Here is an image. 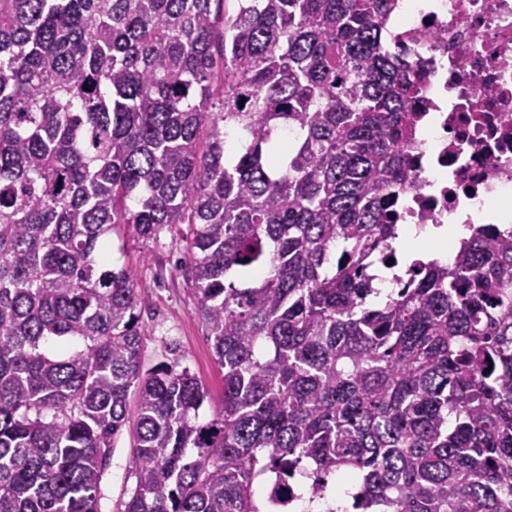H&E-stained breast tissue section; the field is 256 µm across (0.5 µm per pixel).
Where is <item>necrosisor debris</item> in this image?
<instances>
[{
	"label": "necrosis or debris",
	"instance_id": "necrosis-or-debris-1",
	"mask_svg": "<svg viewBox=\"0 0 512 512\" xmlns=\"http://www.w3.org/2000/svg\"><path fill=\"white\" fill-rule=\"evenodd\" d=\"M391 33L423 66L430 102L403 221L491 217L512 234V0H400Z\"/></svg>",
	"mask_w": 512,
	"mask_h": 512
}]
</instances>
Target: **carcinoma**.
Instances as JSON below:
<instances>
[{"label": "carcinoma", "mask_w": 512, "mask_h": 512, "mask_svg": "<svg viewBox=\"0 0 512 512\" xmlns=\"http://www.w3.org/2000/svg\"><path fill=\"white\" fill-rule=\"evenodd\" d=\"M399 0H0V512H99L137 388L123 512H270L254 478L352 480V512H512V240L397 258L421 66ZM207 137L205 151L200 140ZM127 224L188 225L224 369L144 372Z\"/></svg>", "instance_id": "cac0c4a2"}]
</instances>
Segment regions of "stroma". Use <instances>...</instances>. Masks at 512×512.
<instances>
[{
	"instance_id": "obj_1",
	"label": "stroma",
	"mask_w": 512,
	"mask_h": 512,
	"mask_svg": "<svg viewBox=\"0 0 512 512\" xmlns=\"http://www.w3.org/2000/svg\"><path fill=\"white\" fill-rule=\"evenodd\" d=\"M187 227L172 226L155 240L138 238L122 228L112 236V263L136 273V288L144 301L140 323L145 331L142 347L144 368L162 361H178L207 387L209 398L200 411L209 420L221 409L223 371L217 364L208 330L198 314L193 288L174 264L184 255L182 236ZM131 428H124L110 452V462L100 483V512H122L136 479L131 465Z\"/></svg>"
}]
</instances>
